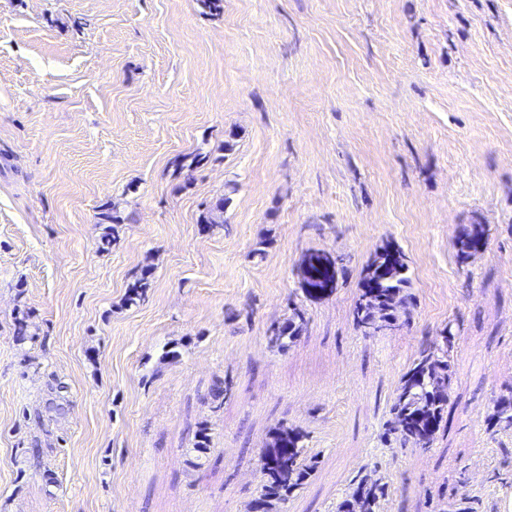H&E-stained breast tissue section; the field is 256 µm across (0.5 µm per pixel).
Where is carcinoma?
I'll use <instances>...</instances> for the list:
<instances>
[{"mask_svg": "<svg viewBox=\"0 0 512 512\" xmlns=\"http://www.w3.org/2000/svg\"><path fill=\"white\" fill-rule=\"evenodd\" d=\"M485 237L486 228L482 224L464 227L458 240L460 257L468 258L477 246L483 245ZM385 265L390 266L388 277L374 288L362 287L356 302L354 321L364 337H372L409 316L410 278L399 250L383 249L363 269L362 281L373 278L372 267ZM339 269L340 258L334 259L320 249L306 251L298 262V271L304 279V285L300 286L303 297L314 301L333 292L338 285ZM307 323L306 309L295 305L286 321L270 325L268 341L274 347L286 349L305 331ZM455 339L456 329L450 323L440 338L423 341L418 357L401 377L388 428L400 445L426 450L433 445L442 424L447 422L454 379L451 353ZM493 423L512 427V401L496 405ZM306 441L307 434L297 427L281 424L270 430L260 456L261 483L249 504V512H282L286 508L288 499L315 467ZM189 452L195 457L188 459V464L202 467L199 459L210 453L207 428L197 429L194 447ZM388 496L386 483L362 479L356 491L339 504L337 512H383Z\"/></svg>", "mask_w": 512, "mask_h": 512, "instance_id": "obj_1", "label": "carcinoma"}]
</instances>
